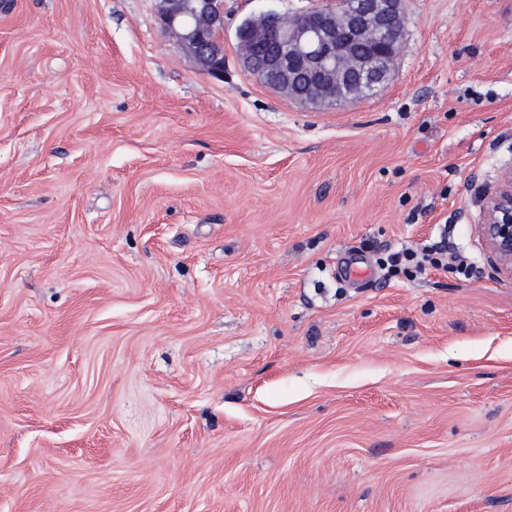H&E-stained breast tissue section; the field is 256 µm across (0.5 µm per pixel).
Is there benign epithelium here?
I'll list each match as a JSON object with an SVG mask.
<instances>
[{"label":"benign epithelium","instance_id":"benign-epithelium-1","mask_svg":"<svg viewBox=\"0 0 512 512\" xmlns=\"http://www.w3.org/2000/svg\"><path fill=\"white\" fill-rule=\"evenodd\" d=\"M403 2L339 0L289 18L265 10L236 28L242 65L291 100L355 101L390 78ZM158 14L199 71L224 77V0H158ZM475 228L498 277L512 282V163L483 194Z\"/></svg>","mask_w":512,"mask_h":512}]
</instances>
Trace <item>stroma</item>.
I'll return each mask as SVG.
<instances>
[{
  "instance_id": "obj_1",
  "label": "stroma",
  "mask_w": 512,
  "mask_h": 512,
  "mask_svg": "<svg viewBox=\"0 0 512 512\" xmlns=\"http://www.w3.org/2000/svg\"><path fill=\"white\" fill-rule=\"evenodd\" d=\"M224 77L156 0H0V512H512V0H405L335 107ZM447 238L455 269L386 277ZM357 257L366 287L338 272ZM475 228L498 277L512 283V163L500 169L495 185L483 194Z\"/></svg>"
}]
</instances>
